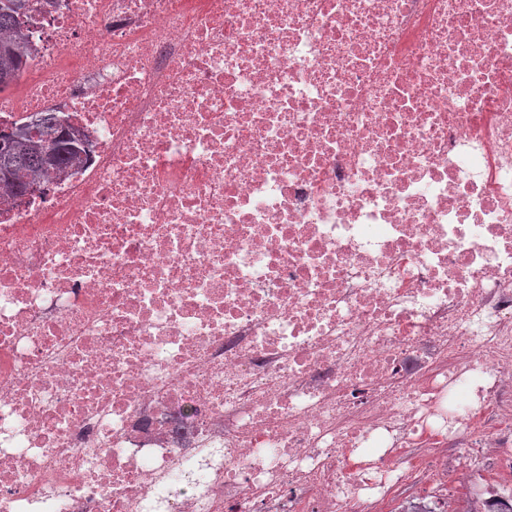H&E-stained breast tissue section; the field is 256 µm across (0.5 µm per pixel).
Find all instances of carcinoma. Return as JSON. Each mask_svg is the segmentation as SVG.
Masks as SVG:
<instances>
[{
	"label": "carcinoma",
	"mask_w": 512,
	"mask_h": 512,
	"mask_svg": "<svg viewBox=\"0 0 512 512\" xmlns=\"http://www.w3.org/2000/svg\"><path fill=\"white\" fill-rule=\"evenodd\" d=\"M28 0H0V93L15 81L28 56L20 24ZM80 134L55 112H42L30 123L0 132V189L21 196L37 184L83 161Z\"/></svg>",
	"instance_id": "carcinoma-1"
}]
</instances>
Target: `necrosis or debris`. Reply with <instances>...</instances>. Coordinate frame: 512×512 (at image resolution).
<instances>
[{
	"instance_id": "4bbe7bcc",
	"label": "necrosis or debris",
	"mask_w": 512,
	"mask_h": 512,
	"mask_svg": "<svg viewBox=\"0 0 512 512\" xmlns=\"http://www.w3.org/2000/svg\"><path fill=\"white\" fill-rule=\"evenodd\" d=\"M0 130V512H383L512 477V0H32ZM467 451L466 458L456 449ZM82 138L56 112L40 113L11 132H0V189L21 196L83 161ZM2 167L7 174L2 175ZM428 495V492L423 487H412L410 489L398 490L395 491L390 498L388 499L385 505V512H398L401 509V506L408 501H412L416 498H423ZM400 512H420L419 507L416 505H411L401 510Z\"/></svg>"
}]
</instances>
